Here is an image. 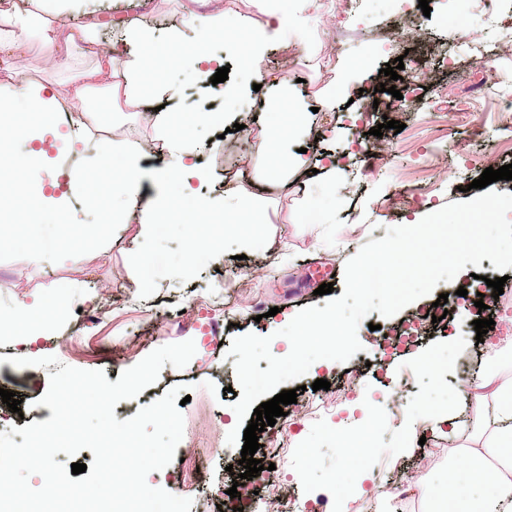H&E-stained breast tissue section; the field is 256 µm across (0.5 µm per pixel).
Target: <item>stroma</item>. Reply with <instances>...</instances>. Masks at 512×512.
Masks as SVG:
<instances>
[{
    "instance_id": "1",
    "label": "stroma",
    "mask_w": 512,
    "mask_h": 512,
    "mask_svg": "<svg viewBox=\"0 0 512 512\" xmlns=\"http://www.w3.org/2000/svg\"><path fill=\"white\" fill-rule=\"evenodd\" d=\"M214 0H82L79 8L59 19L64 30L84 26L87 12L100 22L96 41H106L105 23L123 18L145 24L150 17L182 22L189 15L203 17ZM430 14H423L418 0H288L306 39L292 51L270 46L263 67L266 80L254 89L246 71L229 45H221L229 67L228 84L240 95L222 100L207 96L198 78L188 70L173 69L171 79L182 91L184 106L234 116L239 131L218 138L216 131L195 127L189 134L201 147L204 180L193 181L199 194H225L235 204L236 192H253L266 178L267 146L272 137L274 114H261L279 81H288L295 98L308 110V131L298 142L304 148L303 171L289 172L285 184H273L263 192L265 241L245 247L244 259L231 258L237 245L225 237L221 253L205 257L186 269L181 264L188 245L181 225L172 224L142 239L137 224L116 225L111 235L91 246L79 263L34 260V244L23 228H15L12 246L0 249V308L13 306L16 298L54 294L66 289L65 312L50 335L26 341L20 336L0 335V388L14 391L21 400L20 413L0 402V432L50 418L39 403L49 386L50 373L58 364L82 370H101L109 382L136 365L153 350L172 343L193 341L195 354L186 367L164 366L157 381L136 399L119 402L118 420L134 416L140 407L161 398L179 385L191 386V400L182 406L183 436L175 458L164 469L150 473V486L190 498V512H270L269 492L237 501L228 490L233 473L241 472L240 448L219 453L214 443L228 423V411L237 398L238 381L226 352L234 337L247 333L271 337L270 352L284 357L286 338L279 332L299 309L324 305L316 293L332 284L334 296L344 291L348 259L369 240L382 238V225L408 224L452 202L477 197L470 184L488 167L512 164V126H504L500 112L512 99V0H498L494 11L471 8L468 0H431ZM464 15L467 36H452L448 27L456 15ZM413 26L410 45L393 41L396 29ZM89 47L75 41L62 59H55L32 42L24 64L30 77L42 84L78 81L80 70L90 62ZM409 55L416 66L401 72L402 84L418 79L422 90L401 112L388 113L387 93L379 92L385 80L381 70L400 55ZM358 61L345 82H338L337 66ZM489 61L492 72L484 74L476 60ZM336 84L333 110L321 109V96ZM93 111L97 137L126 133L128 141L145 152L157 151L160 142L151 113L134 111L114 103L104 92L92 94L85 103L66 105L59 131H66L69 114ZM403 123L401 132L369 130L384 116ZM378 167L363 173L369 157ZM337 161L335 183L320 175L322 167ZM265 184V183H264ZM315 204L321 221L307 224L303 209ZM498 277L490 260H482L476 272H460L454 280L439 283L391 317L371 312L357 328L363 346L350 360L326 361L299 380L288 382L296 390V403L267 427L257 458L276 457V482L285 500L294 501L295 512H333L336 489L364 486L357 512H422L421 500L392 496V489L412 487L420 477L440 488L447 482L448 461L462 442V430L471 428L473 414L455 380L476 361L486 366L512 359V346L501 334L477 343L472 325L475 316L493 319L497 325L512 322V304L491 303L475 313L459 307L451 313L455 333L435 329L415 345L384 358L374 332L399 326L439 295L468 285L472 275ZM13 356L39 359L57 357L49 367L15 368ZM441 358L445 364L431 386L420 384L423 361ZM416 383L407 393L408 408L402 420L415 436L426 437L433 453L422 445L401 453V435L387 403L404 373ZM331 387L313 392L317 379ZM213 382L220 395L203 389ZM366 436L369 442L359 459V469L349 472L336 459L340 430Z\"/></svg>"
}]
</instances>
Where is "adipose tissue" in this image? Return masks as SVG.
<instances>
[{
  "mask_svg": "<svg viewBox=\"0 0 512 512\" xmlns=\"http://www.w3.org/2000/svg\"><path fill=\"white\" fill-rule=\"evenodd\" d=\"M80 0H0V68L7 80L0 84V187L21 183L29 202L19 219L37 243V252L76 262L83 257L86 240L99 238L110 226L136 221L145 233L163 224H184L192 237L184 264L193 267L199 256L224 243L226 231L238 233L243 244H253L264 222L257 199L239 194L235 208L224 197L202 196L193 181L206 172L199 163L196 143L187 137L190 127L223 124L220 112L201 110L168 112L158 126L163 142L162 164L150 163L137 146L112 141L95 153L85 151L89 128L85 121L71 122L66 136L58 138L54 152L41 145L57 127L60 98L85 101L102 90L110 98H124L131 106L153 99L172 101L174 90L167 73L180 66L211 77L224 64L213 46L228 40L255 81H263L262 62L269 43L288 45L290 35L300 34L296 20H285L279 0H259L267 16L263 29L251 18L240 17L232 32L224 30V11L215 8L203 24L202 34L187 39L182 28L158 35L149 26L125 19L112 20L119 38L108 51L95 53L80 74L79 84L45 86L31 81L23 64L32 41L46 50L71 44L75 36H88L92 25L78 35L63 34L57 17L78 6ZM286 126L270 142L267 178L280 180L284 170H299L302 158L290 149V138L305 127V113L279 83L272 101ZM96 209L97 221L85 223L81 215ZM52 217L56 230L46 233L44 217ZM61 304L16 300L0 310V330L34 340L47 335L61 314ZM474 413L484 421L468 436L467 444L448 464L446 489L436 490L418 481L415 490L425 512H512V361L468 381Z\"/></svg>",
  "mask_w": 512,
  "mask_h": 512,
  "instance_id": "1",
  "label": "adipose tissue"
}]
</instances>
